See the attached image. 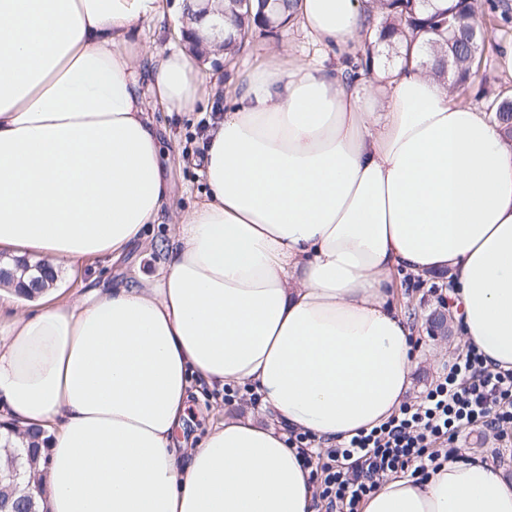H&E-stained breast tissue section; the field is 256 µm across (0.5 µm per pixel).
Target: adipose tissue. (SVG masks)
I'll list each match as a JSON object with an SVG mask.
<instances>
[{
	"label": "adipose tissue",
	"mask_w": 512,
	"mask_h": 512,
	"mask_svg": "<svg viewBox=\"0 0 512 512\" xmlns=\"http://www.w3.org/2000/svg\"><path fill=\"white\" fill-rule=\"evenodd\" d=\"M187 40L130 39L165 0H0V251L52 272L120 258L170 193L140 96L193 111L222 0H190ZM371 0H298L302 26L356 54ZM146 69H137L140 57ZM160 278L64 298L0 325V439L43 429L47 512H318L285 429L328 445L386 422L411 387L399 273L449 272L466 345L512 369V144L449 81L385 84L257 66L227 92ZM242 389L179 452L191 395ZM362 512H512V482L451 455L384 479Z\"/></svg>",
	"instance_id": "ef3b65f1"
}]
</instances>
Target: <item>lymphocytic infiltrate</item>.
<instances>
[{
	"label": "lymphocytic infiltrate",
	"mask_w": 512,
	"mask_h": 512,
	"mask_svg": "<svg viewBox=\"0 0 512 512\" xmlns=\"http://www.w3.org/2000/svg\"><path fill=\"white\" fill-rule=\"evenodd\" d=\"M478 425L506 440L512 428V369L491 368L470 347L420 401L404 404L385 423L334 448L305 434L296 435L294 443L318 483L316 496L326 512H359L380 480L407 472L428 476L457 453L460 434Z\"/></svg>",
	"instance_id": "1"
}]
</instances>
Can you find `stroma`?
I'll return each instance as SVG.
<instances>
[{"instance_id": "35a3bbf8", "label": "stroma", "mask_w": 512, "mask_h": 512, "mask_svg": "<svg viewBox=\"0 0 512 512\" xmlns=\"http://www.w3.org/2000/svg\"><path fill=\"white\" fill-rule=\"evenodd\" d=\"M167 10L163 19L142 23L136 34L137 41L164 49L170 46L186 20L183 0H166ZM488 0H477L481 21L487 27L490 42L480 60L478 70L486 88L491 93L512 92V75L503 67L500 49L512 43V19L502 21L487 15ZM283 48L290 62L325 60L327 67L339 66L340 57L326 56L324 48L310 37L301 25H293L283 31L279 38H254L238 53L232 63L223 57L210 58L201 71L205 83L218 80L231 83L248 78L250 72L272 49ZM144 106L158 135L163 151L166 175L171 182L169 200L156 223L146 225L143 231L148 241L165 243L170 241L175 224L184 212L201 200L207 183L196 160L205 151V130L213 113L230 108L223 96L205 95L191 112H170L145 97ZM164 256L160 251H147L133 247L127 256L117 263L96 261L90 265L64 269L61 286L67 295H79L89 288H111L132 279L135 274H156ZM393 302L398 310L414 318V349L417 364L412 372L410 400L420 396L436 381L443 368L456 354L463 351L460 331L456 319H448L438 332H429L426 320L431 315L446 312L443 300L450 289L448 278L443 275L420 278L403 273L396 278Z\"/></svg>"}]
</instances>
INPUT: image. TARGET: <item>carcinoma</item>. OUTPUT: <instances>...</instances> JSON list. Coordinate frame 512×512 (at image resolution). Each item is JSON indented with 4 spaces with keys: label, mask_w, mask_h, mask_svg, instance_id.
Returning a JSON list of instances; mask_svg holds the SVG:
<instances>
[{
    "label": "carcinoma",
    "mask_w": 512,
    "mask_h": 512,
    "mask_svg": "<svg viewBox=\"0 0 512 512\" xmlns=\"http://www.w3.org/2000/svg\"><path fill=\"white\" fill-rule=\"evenodd\" d=\"M382 15L367 17L363 32L367 36V54L385 49L404 65L415 63L431 69L443 78H452L453 86L469 85L477 73L475 63L487 42L471 35L468 0H377ZM293 0H257L242 4V0H224V49L236 53L254 30L266 36H277L284 28V17L292 8ZM489 110L495 113L506 135L512 137V98L497 94ZM44 265L25 258H14L7 265L0 264V284L22 283L28 278L31 290L45 287ZM20 452L27 460V482L40 483V455L38 434L32 433L27 445L19 448L6 442L0 445V464ZM8 512H36L39 502H31L20 495L0 493Z\"/></svg>",
    "instance_id": "obj_1"
}]
</instances>
